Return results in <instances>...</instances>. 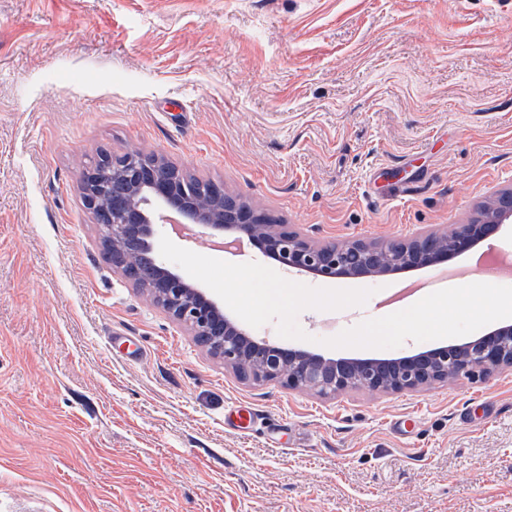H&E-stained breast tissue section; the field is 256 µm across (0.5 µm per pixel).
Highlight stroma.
<instances>
[{"label": "stroma", "mask_w": 512, "mask_h": 512, "mask_svg": "<svg viewBox=\"0 0 512 512\" xmlns=\"http://www.w3.org/2000/svg\"><path fill=\"white\" fill-rule=\"evenodd\" d=\"M101 148L316 240L454 229L512 187V0H0V512H512V371L239 380L105 258ZM376 315L298 324L380 358L323 344Z\"/></svg>", "instance_id": "stroma-1"}]
</instances>
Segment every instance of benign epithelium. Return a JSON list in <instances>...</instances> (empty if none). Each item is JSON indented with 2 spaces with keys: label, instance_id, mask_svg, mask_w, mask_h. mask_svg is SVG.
Here are the masks:
<instances>
[{
  "label": "benign epithelium",
  "instance_id": "1",
  "mask_svg": "<svg viewBox=\"0 0 512 512\" xmlns=\"http://www.w3.org/2000/svg\"><path fill=\"white\" fill-rule=\"evenodd\" d=\"M119 188L93 196L97 172H82L83 202L101 231L112 237V266L155 304L183 324L197 342L239 379L276 381L290 390L323 397L366 389L390 394L416 390L460 376L485 379L512 370V323L465 344L442 345L397 358H327L308 349L284 347L254 336L226 313L223 304L159 257L158 224L176 215L210 237L245 235L286 271L334 279L381 277L447 261L492 237L512 219V187L477 206L451 233L431 228L410 240L346 244L307 240L288 224L229 194L224 184L208 187L178 172L163 175L162 159L140 151L112 156Z\"/></svg>",
  "mask_w": 512,
  "mask_h": 512
}]
</instances>
